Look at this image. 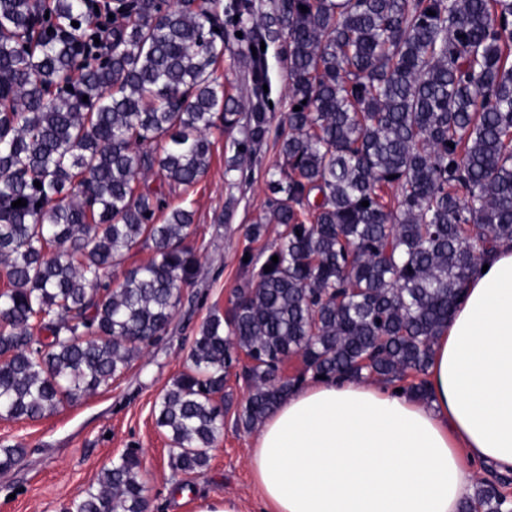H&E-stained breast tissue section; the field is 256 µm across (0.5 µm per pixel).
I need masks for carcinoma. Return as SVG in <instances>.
I'll list each match as a JSON object with an SVG mask.
<instances>
[{"label":"carcinoma","mask_w":512,"mask_h":512,"mask_svg":"<svg viewBox=\"0 0 512 512\" xmlns=\"http://www.w3.org/2000/svg\"><path fill=\"white\" fill-rule=\"evenodd\" d=\"M97 10L112 16L105 44L88 28ZM254 15L253 0H0V418L79 401L167 334L200 270L193 211L139 175L195 186L214 129L241 134L225 175L257 158L275 117L261 42L275 37L288 62L282 163L244 237L278 230L242 251L231 307L202 322L188 371L155 402L171 466H208L224 428L215 397L238 362L246 430L308 374L414 376L404 390L428 399L434 339L485 255L512 242V0H277ZM232 39L247 106L218 74ZM139 245L151 258L118 272ZM291 357L303 371L283 377ZM23 454L0 446V470ZM500 484L484 481L461 512H502ZM146 503L128 451L65 512Z\"/></svg>","instance_id":"obj_1"}]
</instances>
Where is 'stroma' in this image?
<instances>
[{"label": "stroma", "mask_w": 512, "mask_h": 512, "mask_svg": "<svg viewBox=\"0 0 512 512\" xmlns=\"http://www.w3.org/2000/svg\"><path fill=\"white\" fill-rule=\"evenodd\" d=\"M211 140L210 168L190 191L169 185L155 170L143 177L171 205H190L191 242L201 265L198 282L184 288L168 333L111 385L42 419L0 418V446L19 444L26 450L14 467L0 470V512H62L96 483L103 466L130 450L142 461L149 512H197L200 504L217 499L234 502L238 512H265L248 466L256 433L236 423L248 395L242 378H227L225 390L232 403L224 411V429L205 470L175 471L170 441L155 423L154 404L186 369L189 346L201 323L211 312H225L241 283L238 257L246 246L244 228L259 213L268 193L267 172L280 160L273 144L264 145L258 161L245 165L231 186L224 169L235 153L234 138L216 129Z\"/></svg>", "instance_id": "stroma-1"}]
</instances>
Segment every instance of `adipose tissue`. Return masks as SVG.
<instances>
[{"label": "adipose tissue", "instance_id": "obj_1", "mask_svg": "<svg viewBox=\"0 0 512 512\" xmlns=\"http://www.w3.org/2000/svg\"><path fill=\"white\" fill-rule=\"evenodd\" d=\"M488 265L433 345L428 400L317 378L266 416L249 466L267 512H459L479 468L512 472V242Z\"/></svg>", "mask_w": 512, "mask_h": 512}]
</instances>
